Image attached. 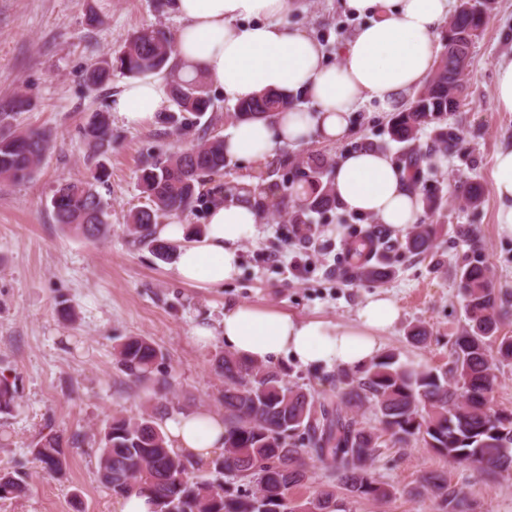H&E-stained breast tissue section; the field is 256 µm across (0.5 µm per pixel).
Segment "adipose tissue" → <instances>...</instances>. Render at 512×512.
Here are the masks:
<instances>
[{"label": "adipose tissue", "instance_id": "obj_1", "mask_svg": "<svg viewBox=\"0 0 512 512\" xmlns=\"http://www.w3.org/2000/svg\"><path fill=\"white\" fill-rule=\"evenodd\" d=\"M296 5L297 0L175 2L182 22L175 52L181 77L203 76L232 105L264 92L305 100L272 121L235 125L224 141L231 156L264 158L284 145L338 140L348 131L350 114L367 102L384 112L401 111L432 73L451 15V0H339L342 12L364 23L339 48L340 61L333 65L306 30L288 27ZM170 99L171 78L161 73L124 83L111 107L138 127L164 111ZM491 186L499 232L512 237V146L496 153ZM333 187L346 211L375 217L397 234L410 229L422 210L407 172L376 149L340 158ZM259 223L254 195L243 192L212 204L200 233L173 222L158 225L156 234L178 247L175 278L219 287L238 274L239 248L258 235ZM399 316L396 302L383 293L368 297L353 326L238 303L224 309L223 339L246 362L286 358L303 366L361 367L379 354L381 334ZM163 423L170 448L195 459H209L224 447V423L209 412H181Z\"/></svg>", "mask_w": 512, "mask_h": 512}]
</instances>
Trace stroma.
Masks as SVG:
<instances>
[{
	"label": "stroma",
	"mask_w": 512,
	"mask_h": 512,
	"mask_svg": "<svg viewBox=\"0 0 512 512\" xmlns=\"http://www.w3.org/2000/svg\"><path fill=\"white\" fill-rule=\"evenodd\" d=\"M304 3L290 23L307 29L329 62H338L337 50L356 20L339 10L337 0ZM180 26L174 0H0V113L8 115L6 129L51 135L32 178L0 181V377L17 391L11 413L0 414V468L22 474L28 485L25 496L0 499V512H113L117 496L98 475V433L113 417L136 415L155 403L151 385L133 381L117 365L115 351L126 337H146L163 350L162 370L172 383L168 401L178 412L204 408L223 414L224 378L215 358L225 351L224 308L236 303L352 325L365 300L384 292L396 301L400 317L383 336V351L398 353L404 364L441 367L467 323L456 273L475 256L503 295L509 316L502 329L512 335V238L499 234L497 204L488 191L496 152L512 144V112L492 106L495 62L512 51V0H494L472 48L465 102L447 116V125L465 135L462 148L448 152L438 171L418 185L419 195L443 199L440 209L419 218L435 229L433 247L419 256L390 252L391 276L374 283L347 280L345 272L354 261L352 245L378 222L347 211L317 220L305 240L286 214L268 210L257 238L240 248L237 276L220 288L177 281L169 263L130 235V212L148 203L142 169L196 142L206 124L173 126L156 119L128 126L110 106L122 76L92 92L85 74L118 54L136 32L161 27L174 35ZM19 96L27 101L20 112L13 108ZM98 112L108 114L112 128V145L100 156L83 137ZM390 118L367 106L351 114L349 134L336 142L314 140L279 147L263 159H231L223 174L206 178L200 200L176 220L201 225L217 195L272 184L286 170L301 174L311 155L334 162L373 147L401 161V146L387 133ZM98 163L107 174L96 189L108 204L110 232L89 241L55 224L51 198L59 182L86 178ZM468 181L487 188L476 214L465 205L462 186ZM202 323L215 332L204 348L192 341L193 328ZM419 323L431 331L424 346L408 339L410 327ZM284 368L288 385L320 402L344 391L342 376L362 374L358 368L290 361ZM48 426L70 444L61 477L48 474L31 453ZM433 470L464 489L470 512H512V475L488 477L418 442L384 447L371 471L393 488V496L346 499L348 512H436L432 496L421 490Z\"/></svg>",
	"instance_id": "stroma-1"
}]
</instances>
